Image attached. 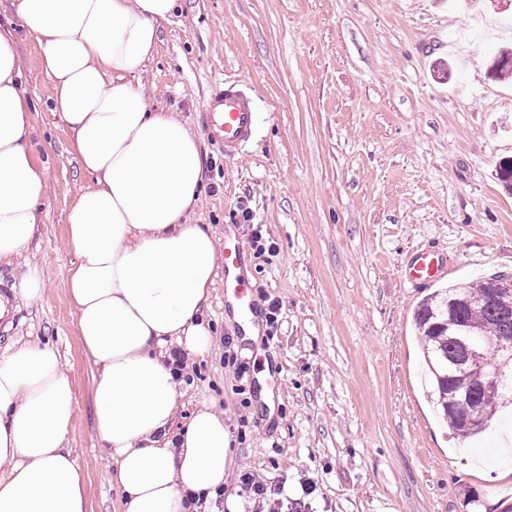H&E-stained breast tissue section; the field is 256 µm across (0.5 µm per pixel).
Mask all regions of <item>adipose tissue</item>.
Listing matches in <instances>:
<instances>
[{"label":"adipose tissue","mask_w":512,"mask_h":512,"mask_svg":"<svg viewBox=\"0 0 512 512\" xmlns=\"http://www.w3.org/2000/svg\"><path fill=\"white\" fill-rule=\"evenodd\" d=\"M178 0H11L34 34L51 105L93 185L67 212L76 261L67 284L81 340L98 369L97 431L116 467L123 512H199L224 489L230 437L198 409L176 428L174 349L207 353L205 312L219 248L189 214L202 158L178 113L150 108L139 75ZM11 33L0 31V263L38 231L46 164ZM74 390L57 353L37 343L0 353V512H86V486L65 439Z\"/></svg>","instance_id":"ef3b65f1"}]
</instances>
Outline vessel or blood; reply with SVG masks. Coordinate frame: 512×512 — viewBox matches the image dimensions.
I'll return each mask as SVG.
<instances>
[{
    "instance_id": "1",
    "label": "vessel or blood",
    "mask_w": 512,
    "mask_h": 512,
    "mask_svg": "<svg viewBox=\"0 0 512 512\" xmlns=\"http://www.w3.org/2000/svg\"><path fill=\"white\" fill-rule=\"evenodd\" d=\"M208 134L224 147V153H241L252 138L255 112L251 95L238 84L228 83L211 93L203 112ZM448 271L441 253L415 252L405 270L406 279L415 286L431 284Z\"/></svg>"
}]
</instances>
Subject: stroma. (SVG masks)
Masks as SVG:
<instances>
[{"label":"stroma","instance_id":"obj_1","mask_svg":"<svg viewBox=\"0 0 512 512\" xmlns=\"http://www.w3.org/2000/svg\"><path fill=\"white\" fill-rule=\"evenodd\" d=\"M0 0L14 28L21 87L33 105V147L47 161L39 231L27 252L0 264L19 281L27 264L46 278L31 304L10 294L0 351L40 341L55 349L75 395L65 446L85 477L88 512H121L112 458L96 428L97 375L66 286L75 259L66 213L92 183L50 105L52 89L31 31ZM502 0H179L162 23L141 80L152 107L179 113L203 158L191 214L218 241L244 248L259 342L216 282L206 319L213 347L187 370L177 423L200 408L230 435L224 493L235 510L270 512L239 477L277 484L283 505L308 512H512V413L459 438L421 382L414 324L430 287L411 286L415 251L448 263L439 287L512 276V191L495 164L512 157V80L491 59L512 45ZM248 88L255 138L225 156L203 127L210 92ZM253 222H240L241 211ZM269 253L257 256L252 227ZM278 300L276 325L268 304ZM234 353L248 372L224 361Z\"/></svg>","mask_w":512,"mask_h":512}]
</instances>
